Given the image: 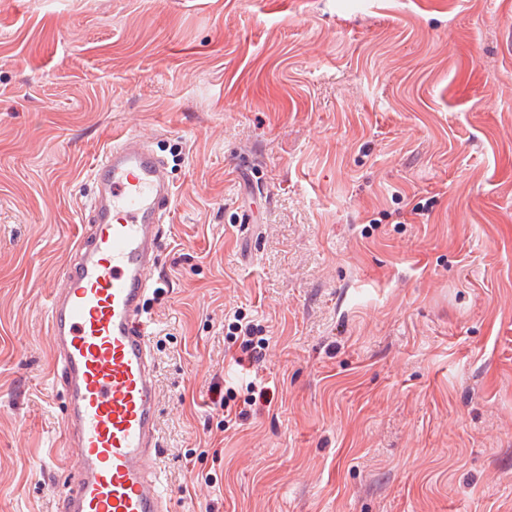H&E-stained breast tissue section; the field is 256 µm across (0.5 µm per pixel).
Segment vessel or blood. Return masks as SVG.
Instances as JSON below:
<instances>
[{
    "instance_id": "vessel-or-blood-1",
    "label": "vessel or blood",
    "mask_w": 512,
    "mask_h": 512,
    "mask_svg": "<svg viewBox=\"0 0 512 512\" xmlns=\"http://www.w3.org/2000/svg\"><path fill=\"white\" fill-rule=\"evenodd\" d=\"M89 229L47 306L65 394L62 430L78 459L57 512H168L150 461L158 394L143 300L174 199L165 161L138 137L113 141L90 173Z\"/></svg>"
}]
</instances>
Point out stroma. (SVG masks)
<instances>
[{
	"mask_svg": "<svg viewBox=\"0 0 512 512\" xmlns=\"http://www.w3.org/2000/svg\"><path fill=\"white\" fill-rule=\"evenodd\" d=\"M122 134L174 184L171 512H512V0H0V512L77 460L46 304ZM234 317L237 322L241 321L236 312ZM237 322H235L236 324L231 323L233 324L232 329L237 330V332H230L234 336H229V340H232V342L229 343L231 345L228 346V349L235 347L234 359L238 364L248 362L249 365H253L262 358V350L265 349L267 340L253 336L254 329L250 323L243 325L242 323L237 324ZM237 353L239 355H236ZM229 388L226 393L221 395V390L219 391V398L216 401H213V404H217L219 408L223 411L224 414V431H228L237 425L238 421L244 420L247 416V409L245 405L252 406L260 399L265 397V392L262 390L263 387H258L253 382H249L247 384V389L250 390L249 397L243 400V408L241 405L237 403L234 399V395L232 391H229ZM252 403V404H251Z\"/></svg>",
	"mask_w": 512,
	"mask_h": 512,
	"instance_id": "35a3bbf8",
	"label": "stroma"
}]
</instances>
